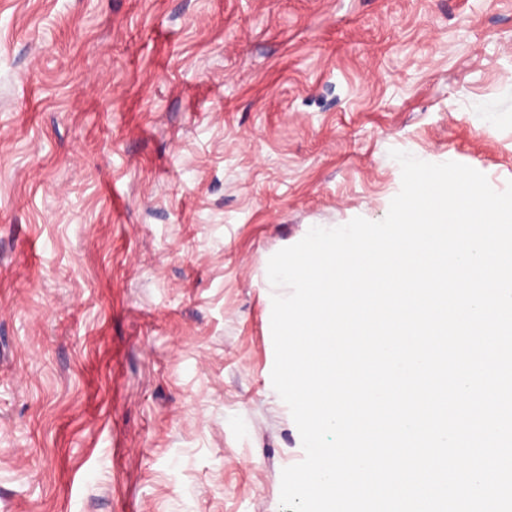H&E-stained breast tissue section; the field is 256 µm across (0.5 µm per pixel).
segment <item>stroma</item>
I'll use <instances>...</instances> for the list:
<instances>
[{"label":"stroma","instance_id":"obj_1","mask_svg":"<svg viewBox=\"0 0 512 512\" xmlns=\"http://www.w3.org/2000/svg\"><path fill=\"white\" fill-rule=\"evenodd\" d=\"M393 149L512 181V0H0V512H281L268 261Z\"/></svg>","mask_w":512,"mask_h":512}]
</instances>
